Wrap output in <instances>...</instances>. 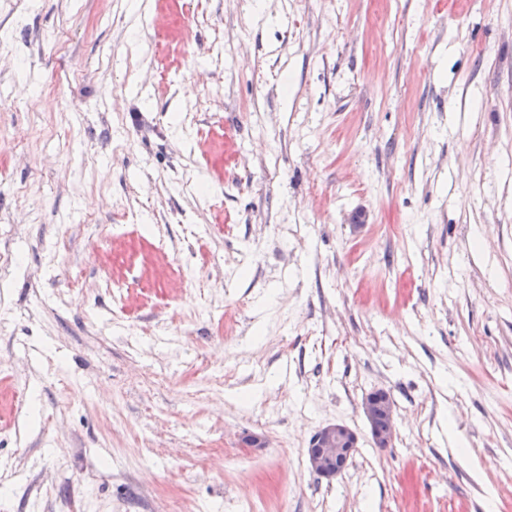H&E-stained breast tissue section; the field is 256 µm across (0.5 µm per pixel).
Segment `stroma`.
<instances>
[{"label": "stroma", "instance_id": "stroma-1", "mask_svg": "<svg viewBox=\"0 0 512 512\" xmlns=\"http://www.w3.org/2000/svg\"><path fill=\"white\" fill-rule=\"evenodd\" d=\"M0 254V512H512V0H0ZM378 390H380L379 393H377ZM362 409L368 420L370 426L371 441L375 447H391L395 440L396 427L395 405L390 397V394L383 389L375 390L372 396L367 394L363 400ZM381 416H383L387 421L386 427L385 420L379 419ZM377 429L379 431L382 429L383 430L378 432ZM308 447L310 469L331 483L341 475L348 459L359 448V436L346 424L331 423L314 433Z\"/></svg>", "mask_w": 512, "mask_h": 512}]
</instances>
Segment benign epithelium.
Wrapping results in <instances>:
<instances>
[{
  "instance_id": "benign-epithelium-1",
  "label": "benign epithelium",
  "mask_w": 512,
  "mask_h": 512,
  "mask_svg": "<svg viewBox=\"0 0 512 512\" xmlns=\"http://www.w3.org/2000/svg\"><path fill=\"white\" fill-rule=\"evenodd\" d=\"M363 413L369 426L371 441L377 448H389L396 435L395 405L385 390L365 396ZM385 418L387 426L379 431L376 422ZM359 448V436L343 423H331L319 428L309 441L307 459L310 469L319 478L331 482L344 470L348 459Z\"/></svg>"
}]
</instances>
